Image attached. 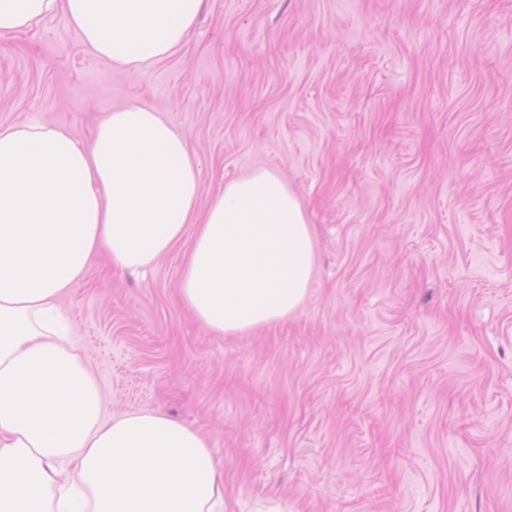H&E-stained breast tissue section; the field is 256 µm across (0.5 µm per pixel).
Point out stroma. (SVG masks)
<instances>
[{
    "instance_id": "1",
    "label": "stroma",
    "mask_w": 512,
    "mask_h": 512,
    "mask_svg": "<svg viewBox=\"0 0 512 512\" xmlns=\"http://www.w3.org/2000/svg\"><path fill=\"white\" fill-rule=\"evenodd\" d=\"M162 112L224 182L277 172L316 234L298 314L218 336L96 256L60 307L118 416L194 426L224 512H512V0H204L144 71L63 13L0 34V124Z\"/></svg>"
}]
</instances>
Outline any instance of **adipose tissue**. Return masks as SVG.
<instances>
[{"instance_id": "ef3b65f1", "label": "adipose tissue", "mask_w": 512, "mask_h": 512, "mask_svg": "<svg viewBox=\"0 0 512 512\" xmlns=\"http://www.w3.org/2000/svg\"><path fill=\"white\" fill-rule=\"evenodd\" d=\"M203 0H0V33L63 12L117 67L170 57ZM184 132L129 102L90 141L32 119L0 124V512H224V478L198 429L158 412L108 417L58 302L107 254L153 267L184 238L183 305L212 333L279 324L308 299L316 238L276 172L225 182L199 211Z\"/></svg>"}]
</instances>
